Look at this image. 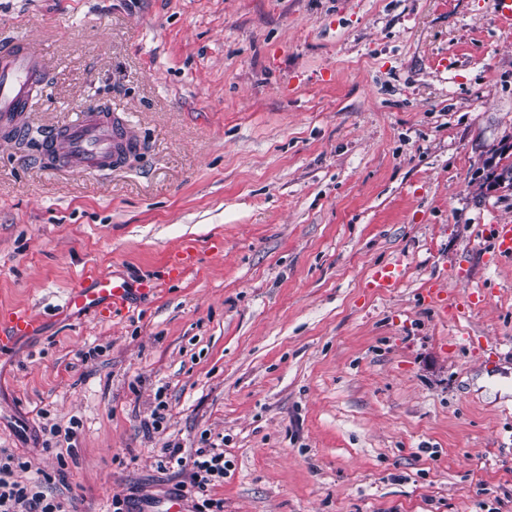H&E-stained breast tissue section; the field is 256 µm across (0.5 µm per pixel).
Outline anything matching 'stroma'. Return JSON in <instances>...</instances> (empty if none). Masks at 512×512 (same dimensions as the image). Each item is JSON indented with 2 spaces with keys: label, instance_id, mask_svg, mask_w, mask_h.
<instances>
[{
  "label": "stroma",
  "instance_id": "stroma-1",
  "mask_svg": "<svg viewBox=\"0 0 512 512\" xmlns=\"http://www.w3.org/2000/svg\"><path fill=\"white\" fill-rule=\"evenodd\" d=\"M16 38L47 62L28 128L106 106L142 150L87 174L0 143V314L40 323L0 351V448L67 512H167L159 449L205 437L224 512H512L494 0H0ZM92 272L154 291L65 311ZM73 418L74 447L45 440ZM492 254L495 258H512V224H491Z\"/></svg>",
  "mask_w": 512,
  "mask_h": 512
}]
</instances>
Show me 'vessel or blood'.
Here are the masks:
<instances>
[{
	"label": "vessel or blood",
	"instance_id": "obj_1",
	"mask_svg": "<svg viewBox=\"0 0 512 512\" xmlns=\"http://www.w3.org/2000/svg\"><path fill=\"white\" fill-rule=\"evenodd\" d=\"M45 62L27 42L14 41L0 48V138L20 137L33 93L43 88ZM125 114L88 111L72 123L49 130L44 148L56 152L60 166L85 173L122 167L128 152L140 149ZM492 254L512 258V224L490 227ZM132 292L125 278L101 273L90 284H78L69 293L67 309L76 313H104L124 309ZM36 319L23 311L0 317V350L11 348L17 338L33 334Z\"/></svg>",
	"mask_w": 512,
	"mask_h": 512
}]
</instances>
